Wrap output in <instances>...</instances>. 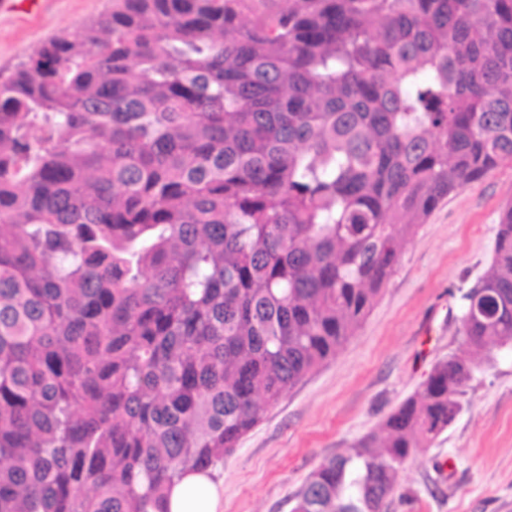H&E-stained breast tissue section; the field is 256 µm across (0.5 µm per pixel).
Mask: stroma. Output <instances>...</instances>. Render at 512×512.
Listing matches in <instances>:
<instances>
[{
	"instance_id": "stroma-1",
	"label": "stroma",
	"mask_w": 512,
	"mask_h": 512,
	"mask_svg": "<svg viewBox=\"0 0 512 512\" xmlns=\"http://www.w3.org/2000/svg\"><path fill=\"white\" fill-rule=\"evenodd\" d=\"M112 0H38L0 12V79L46 40L75 34ZM512 163L451 194L404 246L354 336L288 392L214 471L218 512H290L323 458L377 431L432 366L469 348L462 297L488 271ZM455 422L415 449L389 512H512V350L489 347Z\"/></svg>"
}]
</instances>
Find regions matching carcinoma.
Here are the masks:
<instances>
[{"instance_id":"cac0c4a2","label":"carcinoma","mask_w":512,"mask_h":512,"mask_svg":"<svg viewBox=\"0 0 512 512\" xmlns=\"http://www.w3.org/2000/svg\"><path fill=\"white\" fill-rule=\"evenodd\" d=\"M512 162V0H112L0 80V512H171L335 356L450 193ZM512 342V204L463 295ZM437 362L291 512H389Z\"/></svg>"}]
</instances>
